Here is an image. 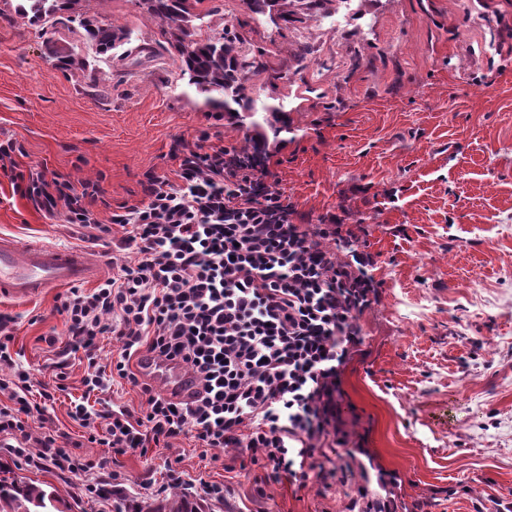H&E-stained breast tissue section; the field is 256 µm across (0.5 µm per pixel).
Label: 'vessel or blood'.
I'll use <instances>...</instances> for the list:
<instances>
[{"mask_svg": "<svg viewBox=\"0 0 512 512\" xmlns=\"http://www.w3.org/2000/svg\"><path fill=\"white\" fill-rule=\"evenodd\" d=\"M98 267L80 250L24 243L0 235V298L30 300L49 289L95 277ZM135 369L149 383H163L168 396L184 400L196 391L193 377L179 361H160L141 352Z\"/></svg>", "mask_w": 512, "mask_h": 512, "instance_id": "obj_1", "label": "vessel or blood"}]
</instances>
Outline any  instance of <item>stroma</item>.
<instances>
[{
  "label": "stroma",
  "instance_id": "stroma-1",
  "mask_svg": "<svg viewBox=\"0 0 512 512\" xmlns=\"http://www.w3.org/2000/svg\"><path fill=\"white\" fill-rule=\"evenodd\" d=\"M213 24L263 50L253 96L283 99L287 141L264 162L296 221L338 216L374 258L380 284L357 322L343 367L345 447L324 449L306 487L268 479L242 448H202L191 437L117 456L121 488L85 492L93 473L65 477L0 449V464L57 490L73 512H131L162 498L169 469L223 484L200 494L204 512H512V0H352L336 18L256 17L242 0H213ZM98 21L127 28L149 54L89 55L78 23H0V140L29 164L71 181L99 180L112 204L142 196L147 172L173 168L177 140L242 145L246 130L209 109L161 48L138 0H84ZM72 50L65 66L49 48ZM0 233L78 248L101 275L136 263L108 231L36 210L0 176ZM57 290L0 301L16 320L11 350L32 382L51 381L66 345ZM86 366L72 360L49 426L103 455L68 415ZM335 477H328V470Z\"/></svg>",
  "mask_w": 512,
  "mask_h": 512
}]
</instances>
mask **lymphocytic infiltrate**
Here are the masks:
<instances>
[{
  "label": "lymphocytic infiltrate",
  "instance_id": "lymphocytic-infiltrate-1",
  "mask_svg": "<svg viewBox=\"0 0 512 512\" xmlns=\"http://www.w3.org/2000/svg\"><path fill=\"white\" fill-rule=\"evenodd\" d=\"M22 153L16 142H0V174L13 194L40 211L64 208L68 223L99 226L97 182L74 186L47 165L20 163ZM172 155L176 169L149 175L140 200L110 213L136 263L58 298L69 337L63 353L87 362L86 398L70 416L107 455L78 459L52 429L31 438L29 420L45 421L67 374L32 388L9 348L15 320L2 313L0 442L21 449L36 441L38 453L27 458L36 467L96 471L91 494L111 488L113 456L182 435L203 448L249 450L274 479L306 487L316 454L347 438L336 423L340 372L359 341L356 318L372 303V256L356 249L337 261L323 242L341 237L339 218L322 216L313 232L295 223L296 209L269 183L268 168L237 147L180 140ZM108 334L120 350L105 367L98 351ZM144 349L182 361L197 377L198 397L177 401L139 381L132 362ZM117 377L139 388L141 415L89 405L88 396L107 393Z\"/></svg>",
  "mask_w": 512,
  "mask_h": 512
}]
</instances>
